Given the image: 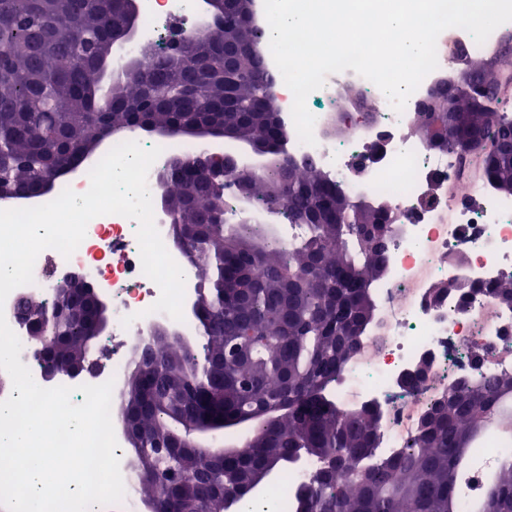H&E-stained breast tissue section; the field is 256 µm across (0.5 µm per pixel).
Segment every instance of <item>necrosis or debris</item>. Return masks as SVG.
Returning a JSON list of instances; mask_svg holds the SVG:
<instances>
[{"instance_id":"4bbe7bcc","label":"necrosis or debris","mask_w":512,"mask_h":512,"mask_svg":"<svg viewBox=\"0 0 512 512\" xmlns=\"http://www.w3.org/2000/svg\"><path fill=\"white\" fill-rule=\"evenodd\" d=\"M195 32L200 22L196 0H153L142 14L141 29L154 36L171 18ZM437 68L422 80L403 112L371 81L346 70L327 76L306 105L315 116V144L288 132L292 156L315 158L319 167L349 195L367 196L388 205L400 220L389 243L387 273L376 289L383 324L381 339H368L360 357L347 369L340 400L378 403L383 420L376 452L387 456L407 447L429 402L447 392L461 373H512V309L498 306L483 286L512 273V196L499 194L486 180L468 174L459 155L431 148L417 135L415 110L448 70L455 50L484 55L487 45L471 34L444 30L437 39ZM353 81L375 105L374 121L342 138H328L323 128L330 110L340 105L336 88ZM136 221L117 214L92 219L86 237L71 257L47 249L34 266V281L13 290L0 312L22 343L21 361L33 379L42 369L30 356L29 331L15 314L21 297L51 301L50 278L70 270L92 276L112 294V368L122 382L130 347L151 323L161 320L152 309L159 287L142 271ZM463 262H453L455 254ZM133 316L123 326L125 316ZM428 365L424 386H400L405 371ZM317 468L302 460L291 467L271 494L273 512H296V496Z\"/></svg>"}]
</instances>
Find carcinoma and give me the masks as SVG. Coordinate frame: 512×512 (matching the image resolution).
Masks as SVG:
<instances>
[{
	"label": "carcinoma",
	"instance_id": "carcinoma-1",
	"mask_svg": "<svg viewBox=\"0 0 512 512\" xmlns=\"http://www.w3.org/2000/svg\"><path fill=\"white\" fill-rule=\"evenodd\" d=\"M236 0H222L221 25L187 40V56L152 53L114 66L113 42L128 27L123 0H0V175L18 190L40 184L60 164L74 161L101 127L140 121L177 134L182 127L232 122L234 138L259 146L271 138L273 116L262 111V55L244 53L224 71V48L258 42L235 20ZM509 71L512 56L472 60ZM488 95L490 119L475 123L492 142L512 136V115ZM417 133L435 142L448 113L417 111ZM497 191L512 194V159L496 163ZM169 219L171 242L195 270L205 292L195 330L204 363L166 332L146 337L151 357L134 356L124 395L131 435L156 465L174 464L155 480L139 479L140 494L159 498L162 512H214L225 494L248 496L267 475L288 474L299 459L319 464L298 492L306 512H512V457L490 479L467 478L461 463L496 418L512 435V373L480 374L434 403L410 445L374 454L381 414L370 404L346 406L331 391L373 332L372 287L386 271L393 224L385 205L357 206L353 197L311 164L258 172L246 182L248 202L301 229L284 252L262 226L237 210L227 219L224 188L187 166L156 180ZM339 216L341 223H330ZM190 234H184L185 229ZM512 307V275L488 289ZM89 322L53 326L36 321L31 339L50 357L90 355ZM252 424L239 446L213 448L184 435L203 419ZM353 459L358 473H324L332 458Z\"/></svg>",
	"mask_w": 512,
	"mask_h": 512
}]
</instances>
